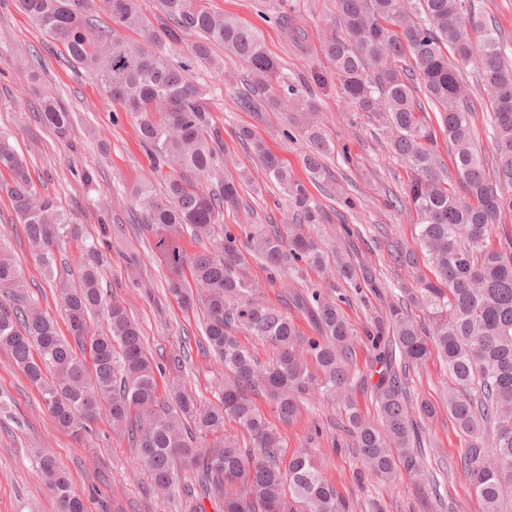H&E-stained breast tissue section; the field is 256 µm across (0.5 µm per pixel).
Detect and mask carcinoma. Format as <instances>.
<instances>
[{
	"instance_id": "carcinoma-1",
	"label": "carcinoma",
	"mask_w": 512,
	"mask_h": 512,
	"mask_svg": "<svg viewBox=\"0 0 512 512\" xmlns=\"http://www.w3.org/2000/svg\"><path fill=\"white\" fill-rule=\"evenodd\" d=\"M16 2L63 45L69 64L136 117L152 172L169 169L163 198L147 180L137 186L136 201L169 272V292L187 308L202 305L201 349L231 375L219 386L217 406L201 404L178 379L160 393L163 367L149 358L140 328L124 306L106 298L100 287L102 245L82 237L69 216L37 192L27 161L0 131V171L11 173L0 192L13 201L30 253L52 275L60 242L81 241L77 282L60 292L67 337L27 295L16 263L0 256V291L9 298L0 302V349L37 388L51 424L79 439L107 423L136 449L162 496H175L181 472L194 470L200 473L202 497L222 503L224 512H294L293 501L302 512H350L308 453L293 455L281 467L280 433L248 392L262 391L283 424L294 421L305 400L339 404L361 457L362 484L392 478L399 462L422 476L423 451L416 450L421 441L410 423L403 377L433 348L448 371V415L464 436L463 473L486 512H500L505 499H512V234L495 245L492 231L503 213H512V63L496 27H483L482 39L473 41L471 0H338L337 21L323 41L330 69L299 83L281 74L258 31L210 10L206 0H156L163 16L158 29L143 15L140 0H102L111 20L102 26L86 15L81 0ZM129 32L138 38L127 37ZM187 36L193 38L189 54L176 61V45ZM215 46L246 64L254 92L273 110L315 112L312 86L336 84L349 109L378 119L390 149L409 171L406 202L433 271V278L419 279L411 301L425 311L428 327L412 321L404 302L389 303L385 320L375 323L388 331L373 341L380 365L373 386L379 427L362 417L353 394L356 334L340 306L342 297L333 300L319 288L290 294L293 308L311 321L314 335L305 336L288 313L261 301L258 286L244 273L248 254L273 274L298 277L307 267L323 269L324 242L304 226L329 223L305 185L291 179L249 129H241L238 138L250 145L266 180L288 194L297 222L257 227L243 237L228 229L218 232L224 210L240 207L241 184L226 174L214 190L201 185L224 169V140L208 117L209 90L192 79L197 67L223 71V61L212 54ZM467 66L477 70L491 95L497 156L491 174L474 143L471 94L462 81ZM428 103L438 112L436 126L425 117ZM39 123L63 135L71 112L45 96ZM439 131L448 139L465 198L439 170ZM304 136L313 147L304 163L314 178L329 144L314 125ZM187 230L213 241V251L189 255L181 245ZM336 276L357 291L378 287L372 272L358 279L339 253ZM100 314L106 321L102 330L93 322ZM240 331L272 345L275 362L265 364L242 346ZM311 362L318 372L310 370ZM227 419L245 430L248 445L224 433ZM37 465L60 512H86L53 452H41ZM200 498L185 501V512H205Z\"/></svg>"
}]
</instances>
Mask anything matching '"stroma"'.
I'll return each instance as SVG.
<instances>
[{
  "label": "stroma",
  "mask_w": 512,
  "mask_h": 512,
  "mask_svg": "<svg viewBox=\"0 0 512 512\" xmlns=\"http://www.w3.org/2000/svg\"><path fill=\"white\" fill-rule=\"evenodd\" d=\"M207 5L255 28L289 78L298 80L325 68L322 42L327 21L337 13L336 0H207ZM284 14L289 17L285 23L280 20ZM26 49L37 55L35 70L15 63L16 52ZM215 53L224 59L223 73L201 67L194 79L210 89V120L224 139L230 172L250 177L243 185L240 208L225 211L220 223L237 234L252 224L293 221L287 195L264 182L250 149L238 139L239 130L248 128L331 214L320 233L338 240L340 247L352 252L357 270H372L381 283L380 289L367 288L359 294L344 289L342 304L357 334L356 398L362 414L376 419L370 396L375 352L367 333L389 301L404 296L414 288L417 274L427 271L423 265L415 271L397 265L391 257L397 246L417 245L414 216L402 202L407 171L392 156L375 119L344 110L331 87L317 92L318 119L331 150L321 159V177L311 178L303 163L312 146L300 132L302 117L241 109L237 97L247 90V68L225 55L223 48ZM463 81L471 90L478 147L483 157L494 160L489 97L472 70H464ZM42 92L56 95L72 112L73 124L66 136H57L36 120L33 108ZM0 129L10 133L13 145L25 156L36 190L51 198L84 234L105 235L102 285L138 323L150 355L167 377L183 379L203 403L217 404L216 386L223 373L214 357L197 346L201 311H182L167 291L166 268L153 258V236L128 228L136 206L135 189L151 169L136 119L88 74L68 65L63 46L33 26L15 0H0ZM82 169L94 171L92 183L74 178V171ZM344 223L354 228L352 237L341 236L339 227ZM0 251L15 258L31 298L54 320H61L56 297L61 285L72 278L61 269L47 275L29 252L23 227L4 194H0ZM133 267L138 270L134 277L129 274ZM247 275L263 300L278 309L284 308L289 292L328 286L320 271L308 270L299 279L273 277L255 259L250 260ZM448 381V372L434 353L409 370L412 400L436 408L434 418L420 430L426 451L423 463L433 472V481H416L401 468L393 480L358 485L353 478L360 466L358 451L343 429L339 410L328 402L304 405L294 423L281 427L286 452H310L353 512H483L461 470L463 439L443 403ZM0 391L12 398L10 409L0 413V512H58L34 464V454L41 448L56 454L87 512H176L173 502L151 494L150 477L134 450L107 426H94L79 441L52 428L37 390L4 351H0Z\"/></svg>",
  "instance_id": "stroma-1"
}]
</instances>
